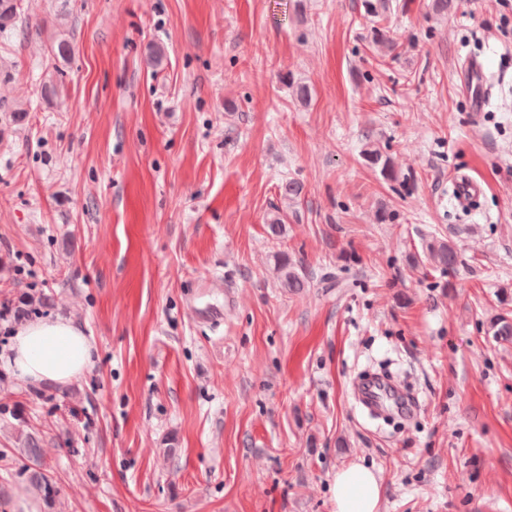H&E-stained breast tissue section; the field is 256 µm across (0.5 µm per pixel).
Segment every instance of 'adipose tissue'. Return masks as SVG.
<instances>
[{"label":"adipose tissue","mask_w":512,"mask_h":512,"mask_svg":"<svg viewBox=\"0 0 512 512\" xmlns=\"http://www.w3.org/2000/svg\"><path fill=\"white\" fill-rule=\"evenodd\" d=\"M93 341L74 319L41 317L18 328L0 351V367L35 386L64 387L78 380L92 364ZM383 485L364 465L353 463L334 478L336 512H379Z\"/></svg>","instance_id":"ef3b65f1"}]
</instances>
